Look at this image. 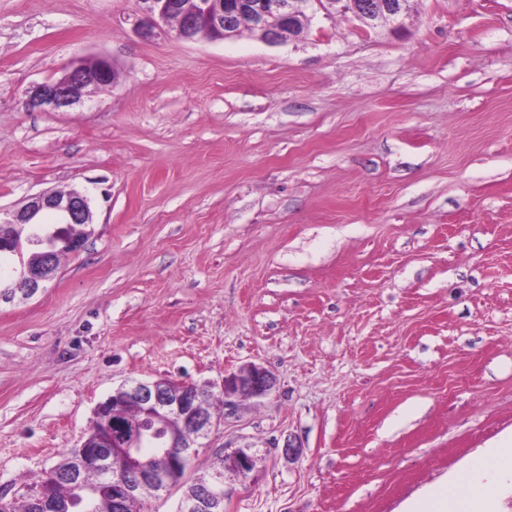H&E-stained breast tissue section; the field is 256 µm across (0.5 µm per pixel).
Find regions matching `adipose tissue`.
Segmentation results:
<instances>
[{
	"instance_id": "1",
	"label": "adipose tissue",
	"mask_w": 512,
	"mask_h": 512,
	"mask_svg": "<svg viewBox=\"0 0 512 512\" xmlns=\"http://www.w3.org/2000/svg\"><path fill=\"white\" fill-rule=\"evenodd\" d=\"M493 455L499 465L495 470H487L485 458H478L468 469L460 472L452 484H445L429 490L422 497L413 501L408 512H496L494 491L499 485L512 481V447L502 445L494 450ZM488 477L490 494L479 502L460 497L456 489L477 477Z\"/></svg>"
}]
</instances>
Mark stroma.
Instances as JSON below:
<instances>
[{
    "label": "stroma",
    "mask_w": 512,
    "mask_h": 512,
    "mask_svg": "<svg viewBox=\"0 0 512 512\" xmlns=\"http://www.w3.org/2000/svg\"><path fill=\"white\" fill-rule=\"evenodd\" d=\"M137 0H0V208L91 198L93 233L0 305V496L21 503L131 378L245 399L195 461L224 512H406L512 441V0L308 11L281 44L147 41ZM80 55L117 82L26 90ZM299 446L298 459L282 454ZM111 79L113 85L117 72L108 58H75L58 79L31 86L25 105L29 110H62L80 102L89 87L105 85Z\"/></svg>",
    "instance_id": "1"
}]
</instances>
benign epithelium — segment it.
Wrapping results in <instances>:
<instances>
[{
	"label": "benign epithelium",
	"mask_w": 512,
	"mask_h": 512,
	"mask_svg": "<svg viewBox=\"0 0 512 512\" xmlns=\"http://www.w3.org/2000/svg\"><path fill=\"white\" fill-rule=\"evenodd\" d=\"M317 3L328 13L351 14L365 26L390 24L393 29L404 27L409 0H138L139 10L134 17V29L145 40L171 34L182 40L197 38L200 23H206L218 33V39L235 34V22L248 18L250 27L260 38L276 45L283 41L280 26L295 20H308L307 10ZM179 15L177 27H170L174 15ZM117 79L112 62L106 57L88 60L73 59L58 79L35 84L26 92L25 105L30 110L58 111L81 101L91 86H101ZM93 223L89 197L80 192L45 190L26 196L14 208L0 209V226L24 225L28 234L23 241L28 251L41 252L37 266H27L12 286L23 290L22 299L34 296L44 283L57 272L59 252L75 254L85 242V227ZM274 374L266 367L246 364L224 376L220 394L224 413L213 414L200 405L196 386L164 378L124 382L112 391L95 411L89 429L80 445L69 457L65 470L70 475L93 468L107 475L98 492L112 497L116 512L156 498L173 484L183 464L164 461V468L154 470L145 466L142 452L151 448L160 433L169 443H182L185 457L197 454L202 440L232 413L238 401L245 397L265 398L276 387ZM127 400L139 407L143 418L128 425L117 414H110L111 404ZM191 432L195 440L182 442L184 433ZM224 464L246 475L253 469V458L245 448L222 455ZM222 472L198 484L180 502L181 512H219L222 496L219 493Z\"/></svg>",
	"instance_id": "7a95c632"
}]
</instances>
